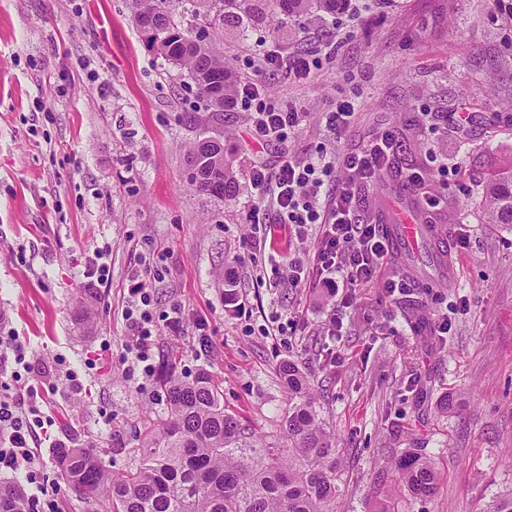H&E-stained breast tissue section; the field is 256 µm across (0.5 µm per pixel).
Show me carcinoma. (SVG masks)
I'll return each mask as SVG.
<instances>
[{"instance_id":"obj_1","label":"carcinoma","mask_w":512,"mask_h":512,"mask_svg":"<svg viewBox=\"0 0 512 512\" xmlns=\"http://www.w3.org/2000/svg\"><path fill=\"white\" fill-rule=\"evenodd\" d=\"M342 2L188 0L180 10L175 0H132V8L148 48L188 73L205 103L194 121L206 126L221 119L235 93L236 77L216 48L224 33L243 37L263 24L279 35L280 13H333ZM186 164L196 192L219 200L232 193L235 173L221 139L199 135ZM485 211L494 224H512V169L488 182ZM278 374L290 397L282 420L286 448L246 441L207 372L188 380L169 372L160 382L167 414L139 436L128 469L112 474L95 448L59 447L57 476L95 512H334L336 434L320 417L308 374L291 360L280 363ZM394 469L412 497L431 496L439 487L438 468L417 450L396 458ZM0 512L35 510L20 484L1 482Z\"/></svg>"}]
</instances>
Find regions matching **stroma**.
<instances>
[{"label":"stroma","mask_w":512,"mask_h":512,"mask_svg":"<svg viewBox=\"0 0 512 512\" xmlns=\"http://www.w3.org/2000/svg\"><path fill=\"white\" fill-rule=\"evenodd\" d=\"M355 3V17H288L281 43L262 27L223 43L243 79L256 73L257 46L279 47L283 63L261 80L305 120L289 141L259 148L246 112L225 108L208 133L223 138L239 188L220 202L187 183L186 152L201 132L189 117L201 102L186 73L143 43L130 0H0V336L24 341L52 422L37 441V485L21 470L0 481L24 484L52 512H87L58 484L55 445L96 446L107 469H126L143 424L164 412L168 371L208 372L245 435L281 442L288 391L277 366L290 359L340 440L336 512H491L512 494V224L486 223L483 210L492 172L512 165L511 97L495 69L512 30L494 0ZM295 56L321 64L300 80L286 65ZM344 99L359 109L336 138L325 115ZM463 105L473 116L464 130L416 120ZM384 129L399 137L393 165L354 192L360 215L391 240L388 270L406 275L403 291L377 283L346 307L318 286L257 284L269 255L285 265L305 246L278 224L271 245L249 255L253 168L285 154L357 152ZM409 165L443 196L429 215L403 186ZM405 216L429 225L413 249L395 233ZM98 249L104 283L89 276ZM226 270L237 279L232 305L218 278ZM134 274L156 311L177 302L185 314L181 335L159 328L149 377L124 317ZM421 307L433 327L448 323L446 335L414 330ZM275 316L287 326L277 338L264 333ZM447 393L456 406L442 415ZM412 448L442 474L431 497H410L391 466Z\"/></svg>","instance_id":"1"}]
</instances>
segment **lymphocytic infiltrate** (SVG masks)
<instances>
[{
	"mask_svg": "<svg viewBox=\"0 0 512 512\" xmlns=\"http://www.w3.org/2000/svg\"><path fill=\"white\" fill-rule=\"evenodd\" d=\"M238 103L249 114V135L258 144L286 141L298 130L302 113L275 105L260 81L241 84ZM396 143L390 132L371 136L363 150L332 161L325 157L301 160L288 157L275 169H253L249 182L254 192L253 213L273 209L280 223L291 224L297 236H304L308 225L318 227L317 247L308 261H291L287 283L298 286L318 282L326 287H343V303H351L356 289L382 278L387 293L403 289L401 277L385 275L384 265L391 253V242L378 225L360 221L351 183L378 182L393 161ZM347 173L337 182L333 195L322 192L324 179L336 171ZM128 292L135 303L125 312L138 352L136 360L143 374H151L152 298L138 276H131ZM39 409L26 406L24 399L0 397V469L17 470L26 466L27 483L37 478L34 453Z\"/></svg>",
	"mask_w": 512,
	"mask_h": 512,
	"instance_id": "1",
	"label": "lymphocytic infiltrate"
}]
</instances>
